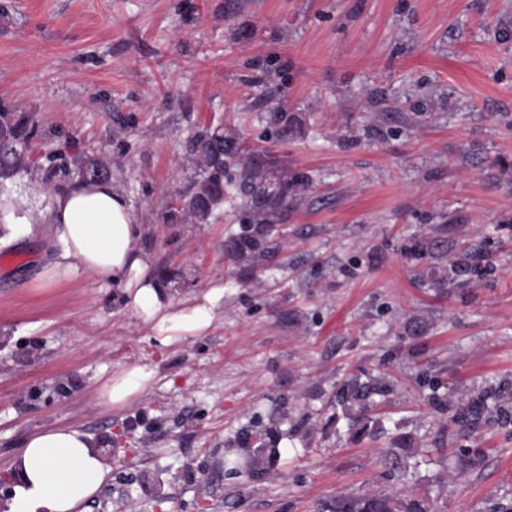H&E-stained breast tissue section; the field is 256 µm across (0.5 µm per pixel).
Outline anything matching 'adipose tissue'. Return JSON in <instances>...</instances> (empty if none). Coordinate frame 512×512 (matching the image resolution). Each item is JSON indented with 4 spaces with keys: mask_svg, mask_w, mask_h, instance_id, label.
<instances>
[{
    "mask_svg": "<svg viewBox=\"0 0 512 512\" xmlns=\"http://www.w3.org/2000/svg\"><path fill=\"white\" fill-rule=\"evenodd\" d=\"M47 218L60 247L53 277H84L119 288L126 307L164 345L211 327L222 289H210L200 302L175 308L150 255L137 245L139 223L113 181L75 179L56 187ZM152 381L153 373L146 367H125L103 383L101 400L125 406L146 393ZM12 475L6 512H84L86 503L107 483L110 470L90 435L77 428L50 427L23 442L12 462Z\"/></svg>",
    "mask_w": 512,
    "mask_h": 512,
    "instance_id": "adipose-tissue-1",
    "label": "adipose tissue"
}]
</instances>
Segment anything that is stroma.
<instances>
[{"label":"stroma","mask_w":512,"mask_h":512,"mask_svg":"<svg viewBox=\"0 0 512 512\" xmlns=\"http://www.w3.org/2000/svg\"><path fill=\"white\" fill-rule=\"evenodd\" d=\"M0 101L33 113L36 157L110 158L174 304L224 290L208 331L164 346L119 289L53 278L48 224L0 227V257L27 256L0 268V496L28 435L71 425L112 466L88 512H315L396 485L378 451L398 431L439 512L512 504V418L463 427L446 406L450 386L512 391V0H0ZM280 105L301 135L269 134ZM218 123L313 181L260 290L225 251L235 189L211 223L156 217L187 184L186 140ZM431 224L475 245L474 284L414 282L401 246ZM133 364L152 388L105 407L102 384ZM364 374L394 387L374 399L384 435L354 443L338 396ZM273 414L308 417L309 435L255 478L225 469Z\"/></svg>","instance_id":"obj_1"}]
</instances>
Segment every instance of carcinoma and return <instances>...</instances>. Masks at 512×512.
Returning <instances> with one entry per match:
<instances>
[{
	"mask_svg": "<svg viewBox=\"0 0 512 512\" xmlns=\"http://www.w3.org/2000/svg\"><path fill=\"white\" fill-rule=\"evenodd\" d=\"M267 124L276 133L288 137L301 132L302 124L296 113L281 106L266 116ZM37 134L31 113L16 107L0 106V181L13 179L18 173L36 174L42 165L30 158L29 146ZM185 159L192 176L188 187L179 197V204L167 206L162 220L168 224H208L216 211L224 206L226 187L236 184L245 213V224L228 243V255L240 271L251 273L273 259L283 248L275 238L288 208L302 205L312 187L310 177L302 172H278L260 162L243 145L232 127L209 125L194 133L185 146ZM77 177L80 179H110L112 164L103 156L77 158ZM407 254L419 264L416 279L421 284L446 288L473 271L468 253L448 258V225L436 224L424 235L404 246ZM393 388L384 378L361 380L354 377L339 395V405L357 441L379 434L378 422L370 414L371 399ZM448 412L456 423L462 419L507 418L512 413L508 400L487 406L484 396L448 389ZM282 418L270 419V427L255 434L254 441L242 442L247 472L260 471L263 465L277 456L273 436ZM419 453L409 433L392 437L390 447L381 452L389 472L404 473L419 466ZM430 501L404 487L391 486L378 491L341 494L324 506V512H432Z\"/></svg>",
	"mask_w": 512,
	"mask_h": 512,
	"instance_id": "carcinoma-1",
	"label": "carcinoma"
}]
</instances>
